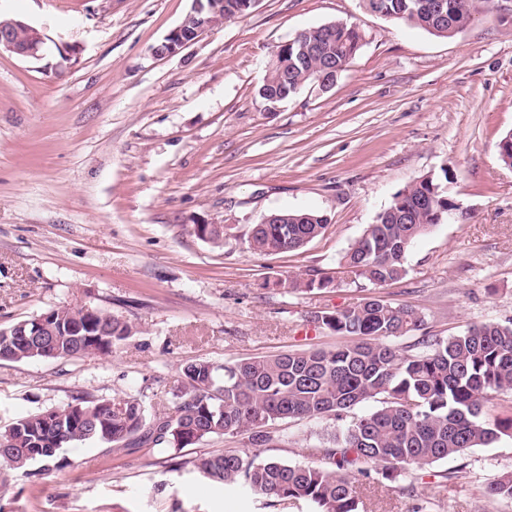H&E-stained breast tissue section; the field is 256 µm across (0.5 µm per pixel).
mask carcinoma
<instances>
[{
    "label": "carcinoma",
    "mask_w": 512,
    "mask_h": 512,
    "mask_svg": "<svg viewBox=\"0 0 512 512\" xmlns=\"http://www.w3.org/2000/svg\"><path fill=\"white\" fill-rule=\"evenodd\" d=\"M224 19L249 14L244 0H223ZM366 9L394 23L420 27L448 37L467 27L493 0H363ZM359 29L336 21L306 29L288 49L274 53L261 96L270 105L293 98L314 83L322 69L341 74L360 49ZM454 201L432 176L398 191L374 223L337 259V269L368 291L402 280L413 241L448 214ZM285 224H254L248 248L258 253L293 252L325 234L328 224L316 211H283ZM319 269L288 281L294 292L334 286ZM52 336L14 339L0 330V360H56L95 353L108 355L130 326L98 309L84 323L83 310L50 309ZM314 321L350 339L332 350H292L255 356L224 365L195 359L181 368L183 386L172 410L152 412L142 398L89 399L20 418L0 431V463L26 476L71 466L61 449L94 442L117 449L144 445L178 453L214 435H245L253 447L274 441L272 429L290 421H347L315 448L319 465L279 460L258 462L229 450L196 457L195 469L226 485L243 484L267 499L268 506L304 502L310 512H359L356 479L374 470L392 482L512 433V416L492 417L485 407L512 391V322H485L464 333L440 337L427 331L422 311L383 295L355 306L322 311ZM82 323L81 335L69 326ZM416 337L410 354L393 344ZM382 397L381 406L348 418L358 405ZM34 464L37 471L30 470ZM494 498L512 500V471L486 485Z\"/></svg>",
    "instance_id": "cac0c4a2"
}]
</instances>
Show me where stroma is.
I'll return each mask as SVG.
<instances>
[{"label":"stroma","instance_id":"1","mask_svg":"<svg viewBox=\"0 0 512 512\" xmlns=\"http://www.w3.org/2000/svg\"><path fill=\"white\" fill-rule=\"evenodd\" d=\"M191 0H0L46 38L41 60L0 54V330L56 306L104 308L132 333L111 355L0 361V429L71 401L141 397L172 409L182 364L221 365L343 337L316 312L358 304L348 282L295 293L275 280L321 269L394 195L441 179L466 220L431 227L383 293L418 305L432 334L512 319V10L492 8L438 37L368 12L361 0H259L176 55L152 45ZM342 20L360 50L327 91L306 87L267 106L258 95L277 46ZM281 210L325 215L323 236L295 252L249 249L251 225ZM198 224L224 227L222 244ZM332 421H297L255 448L215 436L170 458L97 443L62 451L70 465L27 477L0 470L5 512H298L264 507L247 487L197 473L193 459L235 450L313 464ZM466 479L358 481L360 512H512L486 494L512 470V435L465 457Z\"/></svg>","mask_w":512,"mask_h":512}]
</instances>
